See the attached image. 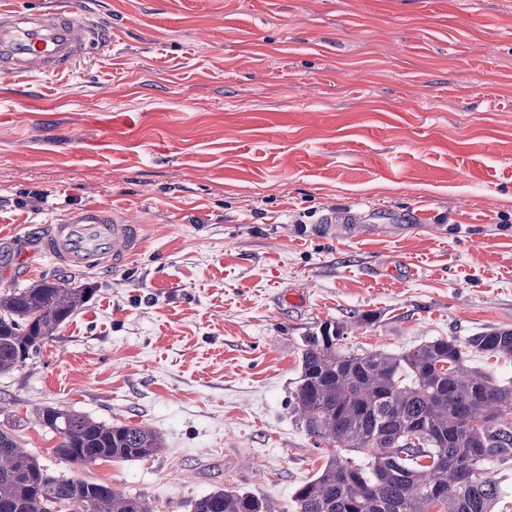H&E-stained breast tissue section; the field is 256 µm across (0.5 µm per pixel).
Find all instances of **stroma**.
Instances as JSON below:
<instances>
[{"label": "stroma", "instance_id": "stroma-1", "mask_svg": "<svg viewBox=\"0 0 512 512\" xmlns=\"http://www.w3.org/2000/svg\"><path fill=\"white\" fill-rule=\"evenodd\" d=\"M2 7L112 30L70 72L0 75V293L93 291L0 373V428L53 473L153 512L219 488L293 512L336 452L288 403L304 336L330 320L351 349L402 351L512 329V0ZM90 206L131 215L143 249L58 267L39 237ZM47 406L164 447L71 464Z\"/></svg>", "mask_w": 512, "mask_h": 512}]
</instances>
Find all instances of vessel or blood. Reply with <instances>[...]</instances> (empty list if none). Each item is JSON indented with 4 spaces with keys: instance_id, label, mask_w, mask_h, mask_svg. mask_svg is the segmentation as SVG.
Masks as SVG:
<instances>
[{
    "instance_id": "obj_1",
    "label": "vessel or blood",
    "mask_w": 512,
    "mask_h": 512,
    "mask_svg": "<svg viewBox=\"0 0 512 512\" xmlns=\"http://www.w3.org/2000/svg\"><path fill=\"white\" fill-rule=\"evenodd\" d=\"M111 36L80 10L49 9L33 15L0 10V75L53 74L72 69L83 57L104 51ZM43 253L64 268L116 266L139 252V225L121 213L87 208L49 227Z\"/></svg>"
}]
</instances>
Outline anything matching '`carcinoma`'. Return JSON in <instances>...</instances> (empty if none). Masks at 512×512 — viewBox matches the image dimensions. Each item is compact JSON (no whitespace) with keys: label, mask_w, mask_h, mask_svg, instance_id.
I'll use <instances>...</instances> for the list:
<instances>
[{"label":"carcinoma","mask_w":512,"mask_h":512,"mask_svg":"<svg viewBox=\"0 0 512 512\" xmlns=\"http://www.w3.org/2000/svg\"><path fill=\"white\" fill-rule=\"evenodd\" d=\"M91 295L50 278L0 295V372L24 364ZM331 321L303 337L293 413L316 443L347 451L294 493L293 512H493L502 492L486 477L512 462V381L469 365L473 354L512 359V330L436 338L401 352L344 348ZM39 422L75 465L141 459L163 448L143 425L107 424L46 406ZM0 512H152L106 483L51 473L0 428ZM191 512H267L265 501L214 490Z\"/></svg>","instance_id":"obj_1"}]
</instances>
